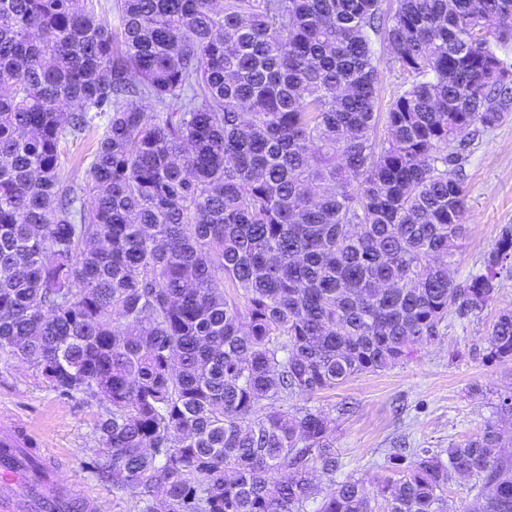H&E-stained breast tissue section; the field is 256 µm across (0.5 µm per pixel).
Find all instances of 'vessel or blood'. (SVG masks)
I'll return each mask as SVG.
<instances>
[{
	"label": "vessel or blood",
	"instance_id": "obj_1",
	"mask_svg": "<svg viewBox=\"0 0 512 512\" xmlns=\"http://www.w3.org/2000/svg\"><path fill=\"white\" fill-rule=\"evenodd\" d=\"M32 443L12 418H0V512H97L81 483H57L50 468L31 466Z\"/></svg>",
	"mask_w": 512,
	"mask_h": 512
}]
</instances>
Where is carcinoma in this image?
<instances>
[{
	"mask_svg": "<svg viewBox=\"0 0 512 512\" xmlns=\"http://www.w3.org/2000/svg\"><path fill=\"white\" fill-rule=\"evenodd\" d=\"M0 0V353L106 405L93 469L138 512H512L495 422L400 443L375 493L279 402L409 360L463 285V161L512 103V0ZM497 36L489 38L487 31ZM408 79L376 111L380 56ZM154 102L156 111L143 108ZM108 121L79 186L60 145ZM483 358L512 362V311ZM448 492L446 512H476L473 494L469 495L459 486L451 485Z\"/></svg>",
	"mask_w": 512,
	"mask_h": 512,
	"instance_id": "cac0c4a2",
	"label": "carcinoma"
}]
</instances>
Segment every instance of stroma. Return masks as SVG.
<instances>
[{"instance_id":"1","label":"stroma","mask_w":512,"mask_h":512,"mask_svg":"<svg viewBox=\"0 0 512 512\" xmlns=\"http://www.w3.org/2000/svg\"><path fill=\"white\" fill-rule=\"evenodd\" d=\"M465 171L466 236L449 268L457 284L479 270L501 228L512 225V114L474 138ZM505 309L512 310V267L502 271L498 293L482 313L452 317L443 336L419 345L410 361L308 398L334 420L343 474L373 490L381 473L376 463L397 439L444 448L494 418L500 396L512 394V362H486L479 349ZM104 412L96 399L60 394L29 364L0 355V413L30 427L37 456H51L59 478L83 482L98 496L101 512H136L134 500L98 478L91 465L98 447L94 427Z\"/></svg>"}]
</instances>
